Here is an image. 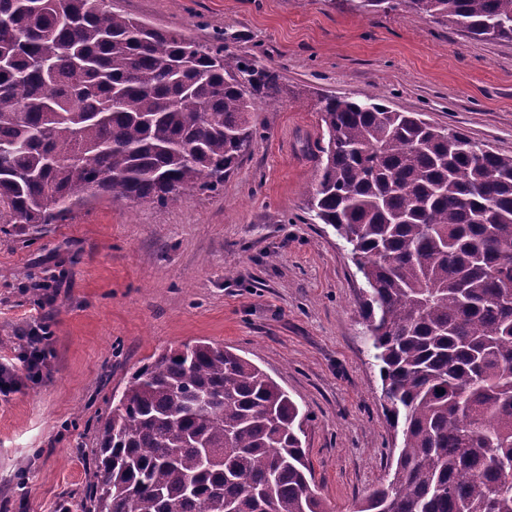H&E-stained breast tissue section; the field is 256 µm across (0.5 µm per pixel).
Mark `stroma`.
<instances>
[{"label": "stroma", "instance_id": "obj_1", "mask_svg": "<svg viewBox=\"0 0 512 512\" xmlns=\"http://www.w3.org/2000/svg\"><path fill=\"white\" fill-rule=\"evenodd\" d=\"M114 12L278 71L258 136L216 191L182 204L102 198L60 224L0 222V512H81L95 427L132 373L201 339L252 361L307 416L311 487L353 512L385 481L395 436L360 316L365 281L334 230L313 223L318 94L375 97L512 154V42L471 39L406 11L340 0H112ZM46 326L27 377L25 331Z\"/></svg>", "mask_w": 512, "mask_h": 512}]
</instances>
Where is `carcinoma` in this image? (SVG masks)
I'll use <instances>...</instances> for the list:
<instances>
[{"mask_svg": "<svg viewBox=\"0 0 512 512\" xmlns=\"http://www.w3.org/2000/svg\"><path fill=\"white\" fill-rule=\"evenodd\" d=\"M512 41V0H347ZM277 71L115 13L110 0H0V206L59 224L106 196L215 191L257 137ZM309 200L349 248L400 444L357 512H512V154L377 98L323 95ZM304 416L207 340L134 372L99 418L83 512H326Z\"/></svg>", "mask_w": 512, "mask_h": 512, "instance_id": "1", "label": "carcinoma"}]
</instances>
